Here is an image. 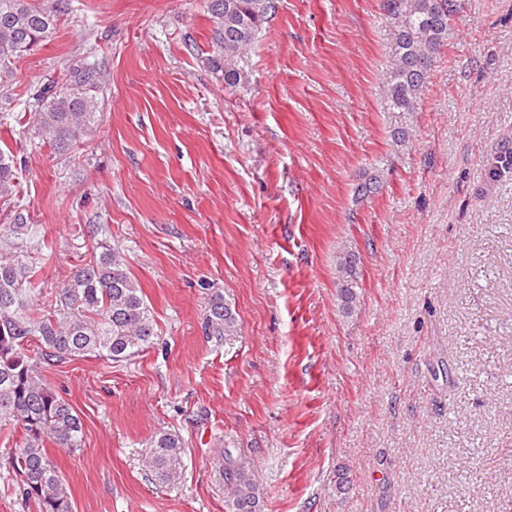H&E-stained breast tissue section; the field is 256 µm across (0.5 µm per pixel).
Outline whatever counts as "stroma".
<instances>
[{
  "label": "stroma",
  "mask_w": 512,
  "mask_h": 512,
  "mask_svg": "<svg viewBox=\"0 0 512 512\" xmlns=\"http://www.w3.org/2000/svg\"><path fill=\"white\" fill-rule=\"evenodd\" d=\"M207 2L69 0L0 87L19 160L0 225L28 227L36 303L103 240L156 322L128 360L41 366L83 422L80 451H52L72 512H226L225 450L260 512H512V169L491 172L512 154V0H457L409 113L383 93L381 0H279L237 88ZM82 59L104 74L99 120L62 154L16 117ZM373 170L380 190L355 197ZM217 296L238 319L220 339ZM161 431L185 446L168 486L141 462ZM356 255L351 252H342L336 261V271L340 287L338 288V296L341 301L342 309L352 312L357 306L359 295L356 291L357 272H356Z\"/></svg>",
  "instance_id": "1"
}]
</instances>
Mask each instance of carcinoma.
Segmentation results:
<instances>
[{
  "label": "carcinoma",
  "instance_id": "carcinoma-1",
  "mask_svg": "<svg viewBox=\"0 0 512 512\" xmlns=\"http://www.w3.org/2000/svg\"><path fill=\"white\" fill-rule=\"evenodd\" d=\"M68 2L0 0V85L12 80L15 59L42 44L58 27ZM276 9L277 0H211L212 43L224 64L226 86L246 81L248 51ZM382 9L395 27L392 71L384 93L393 109L413 112L425 93L429 71L448 46L457 3L382 0ZM101 81L99 67L82 63L34 89L28 119L56 151L77 147L95 124ZM16 172L12 152L0 149V198L18 192ZM381 182V175L373 171L356 185L355 193L364 197ZM24 228L0 225V430L22 432L7 457L22 495L37 500L40 512H72L47 443L76 452L83 445V423L72 405L41 377L38 362L122 361L153 344L157 331L125 257L102 240L92 258L59 290L55 304L65 313L34 309L31 267L16 258L18 252L28 251ZM336 271L342 309L350 312L359 299L356 255L341 253ZM207 324L214 336L232 335L237 319L223 299L215 298ZM183 454L178 435L160 432L148 443L142 466L151 480L171 484L182 475ZM220 476L227 512H259L260 488L246 467L230 463Z\"/></svg>",
  "mask_w": 512,
  "mask_h": 512
}]
</instances>
